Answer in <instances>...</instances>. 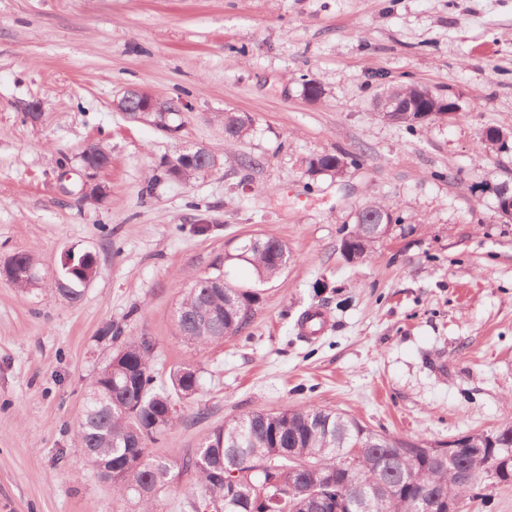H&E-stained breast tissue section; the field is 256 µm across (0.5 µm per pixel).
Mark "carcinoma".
I'll use <instances>...</instances> for the list:
<instances>
[{
    "label": "carcinoma",
    "instance_id": "cac0c4a2",
    "mask_svg": "<svg viewBox=\"0 0 512 512\" xmlns=\"http://www.w3.org/2000/svg\"><path fill=\"white\" fill-rule=\"evenodd\" d=\"M224 135L243 140L252 121L226 112ZM336 155L324 154L307 163L311 174L341 175ZM207 171V165H186L181 158L166 163L160 178L187 180ZM391 204L366 203L356 216L354 233L362 224L385 222ZM258 281L276 278L283 270L288 246L264 238L258 247H240ZM96 269L78 256L72 267L62 268L60 279L69 285L56 289L70 303L83 296L85 276ZM258 303L256 293L229 282L219 270L194 280L177 310L180 336L194 346L224 342L250 322ZM154 343L146 336L129 338L90 382L84 413L74 431L83 448L82 464L96 471L113 494L136 505L134 512H156L161 497L174 487L177 473H192L194 486L183 494V512H303L307 491L336 498L325 477L333 471L339 486L353 493L363 490L380 500V512H441L440 498H464L473 487L457 484L448 468L424 454V446L375 434L359 422L315 407L256 412L215 427L192 454L158 456L151 444L174 425L176 405L194 398L201 388L200 372L191 365L170 371L157 382L153 373ZM473 448H511L512 422L491 432L468 435ZM361 446L360 454L350 453ZM316 468L298 473L294 485L281 477L304 463Z\"/></svg>",
    "mask_w": 512,
    "mask_h": 512
}]
</instances>
